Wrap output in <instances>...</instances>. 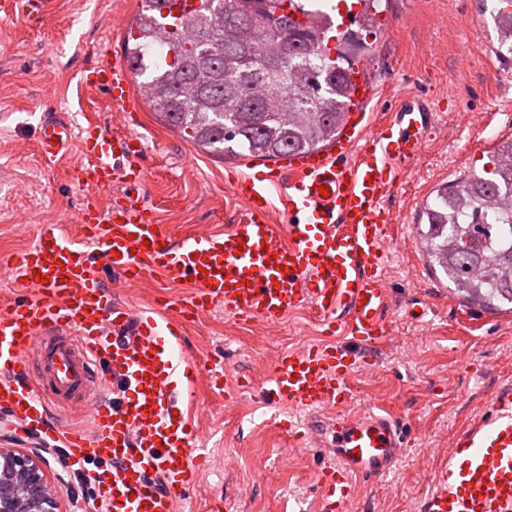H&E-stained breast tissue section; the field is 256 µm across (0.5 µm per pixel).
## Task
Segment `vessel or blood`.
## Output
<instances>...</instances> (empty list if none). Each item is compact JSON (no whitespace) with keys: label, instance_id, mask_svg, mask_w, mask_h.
<instances>
[{"label":"vessel or blood","instance_id":"b4317fda","mask_svg":"<svg viewBox=\"0 0 512 512\" xmlns=\"http://www.w3.org/2000/svg\"><path fill=\"white\" fill-rule=\"evenodd\" d=\"M49 0H0V17L42 16ZM347 120L330 150L297 153L235 176L240 224L224 235L171 241L142 196L145 171L136 135L88 124L74 131L61 116L44 119L39 152L53 160L79 144V182L92 193L78 212L87 257L75 241L46 227L39 240L6 264L31 297L0 312V418L26 437L58 444L74 464L105 460L96 473L109 512H181L195 487L194 429L173 396L194 362L184 350L187 323L215 305L243 320L276 323L312 305L328 340L282 353L263 394L298 414L287 429L298 448L321 454L323 512H343L362 481L388 473L407 441L391 412L347 415L350 379L377 364L390 308L385 201L405 166L423 154L433 107L409 99L373 123L375 94L362 63L349 72ZM106 91L124 118L144 94L125 58L99 55L85 78ZM113 190L108 208L96 194ZM124 279L153 274L192 282V296L149 309L113 302L105 272ZM111 387V396L97 395ZM88 411L91 431L51 420L50 402ZM488 419L469 424L448 446V461L417 512H512V387L491 398Z\"/></svg>","mask_w":512,"mask_h":512}]
</instances>
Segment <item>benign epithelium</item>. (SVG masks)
I'll return each instance as SVG.
<instances>
[{
	"instance_id": "benign-epithelium-1",
	"label": "benign epithelium",
	"mask_w": 512,
	"mask_h": 512,
	"mask_svg": "<svg viewBox=\"0 0 512 512\" xmlns=\"http://www.w3.org/2000/svg\"><path fill=\"white\" fill-rule=\"evenodd\" d=\"M58 495L38 456L0 448V512H57Z\"/></svg>"
}]
</instances>
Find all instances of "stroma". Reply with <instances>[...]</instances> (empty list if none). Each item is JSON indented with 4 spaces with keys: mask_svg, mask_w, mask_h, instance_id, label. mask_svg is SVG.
<instances>
[{
    "mask_svg": "<svg viewBox=\"0 0 512 512\" xmlns=\"http://www.w3.org/2000/svg\"><path fill=\"white\" fill-rule=\"evenodd\" d=\"M55 2L45 18L0 21V262L34 244L47 225L80 234L69 221L86 194L75 176L78 150L54 161L36 150L39 123L52 113L77 125L92 114L109 131L143 136L146 206L173 240L238 224L242 204L228 182L250 159L193 146L145 105L123 124L103 91L80 82L94 57L123 53L118 20L133 18L140 0ZM380 10L393 30L355 55L382 85L368 112L393 111L412 97L441 102L443 110L424 155L408 165L388 201L396 216L389 336L375 373L353 380V410L393 409L409 444L389 476L367 484L345 512H411L432 491L449 442L488 412L492 392L512 385V312L478 311L455 295L428 265L418 229L439 187L486 165L484 139H512V64L495 55L491 7L480 0H382ZM106 282L113 300L131 306L161 295L184 300L194 291L155 276L125 283L110 275ZM415 303L430 309L419 321L407 312ZM325 341L305 308L265 324L216 306L189 323L185 342L196 368L177 402L195 427L202 463L187 512H319L320 457L294 449L284 428L290 410L263 400L261 389L281 353ZM216 361L226 372L219 387L207 372Z\"/></svg>",
    "mask_w": 512,
    "mask_h": 512,
    "instance_id": "1",
    "label": "stroma"
}]
</instances>
